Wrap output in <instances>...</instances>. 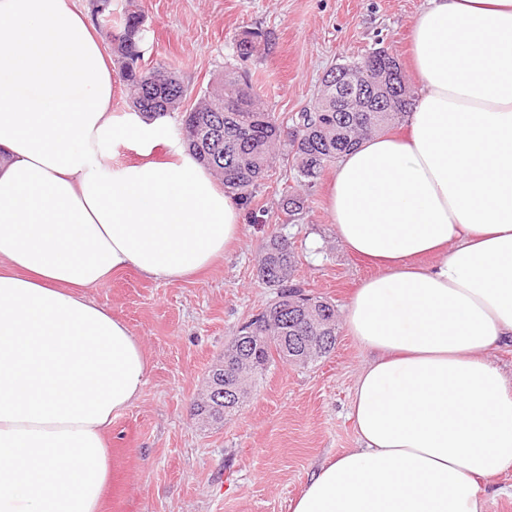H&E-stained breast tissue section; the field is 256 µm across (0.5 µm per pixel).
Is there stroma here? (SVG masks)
<instances>
[{
	"label": "stroma",
	"mask_w": 512,
	"mask_h": 512,
	"mask_svg": "<svg viewBox=\"0 0 512 512\" xmlns=\"http://www.w3.org/2000/svg\"><path fill=\"white\" fill-rule=\"evenodd\" d=\"M145 15L144 67L172 64L193 106L200 89L231 68L248 75L279 118L312 108L330 68L385 48L416 86L409 30L427 0H139ZM257 29L265 54L237 56L235 39ZM326 169L306 188L307 214L290 224L281 209L288 186L275 165L234 251L189 280L147 279L133 270L88 289L123 318L148 360L141 397L112 421L111 478L102 512H290L291 501L324 461L356 448L349 408L366 354L345 328L334 350L308 365L272 364L223 422L190 414L210 367L238 327L275 298L256 277L271 234L288 237L298 256L295 279L343 308L374 267L345 251L329 223Z\"/></svg>",
	"instance_id": "obj_1"
}]
</instances>
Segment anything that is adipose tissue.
Segmentation results:
<instances>
[{
	"instance_id": "obj_1",
	"label": "adipose tissue",
	"mask_w": 512,
	"mask_h": 512,
	"mask_svg": "<svg viewBox=\"0 0 512 512\" xmlns=\"http://www.w3.org/2000/svg\"><path fill=\"white\" fill-rule=\"evenodd\" d=\"M410 38L405 134L364 138L330 186L339 241L377 269L344 310L369 355L358 446L291 512H484L512 471V373L487 357L512 342V0H428ZM116 81L73 0H0V512H101L147 360L85 289L175 282L241 240L237 195L188 150L153 160L162 126L113 112Z\"/></svg>"
}]
</instances>
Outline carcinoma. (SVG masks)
I'll return each mask as SVG.
<instances>
[{"mask_svg":"<svg viewBox=\"0 0 512 512\" xmlns=\"http://www.w3.org/2000/svg\"><path fill=\"white\" fill-rule=\"evenodd\" d=\"M144 15L133 12L121 20L119 34L105 35L121 78L128 86L131 107L147 119L180 114L179 135L200 163L220 179L224 188L248 204L268 170L276 162L289 169L298 187H310L325 169L344 153L355 148L373 132H380L407 117L412 96L400 63L388 50L377 48L367 55L334 67L386 74L387 94L370 87L359 89L367 102L366 111L348 112L342 99L344 82L326 72L321 79L316 104L311 111L299 112L284 124L256 99L251 85L233 70L198 94V102L184 109L187 90L177 72L167 63L152 67L137 65L143 59L140 30ZM238 56L249 58L268 48V38L252 29L237 39ZM288 222L297 223L305 214V198L288 191L282 200ZM297 259L293 245L282 235H272L266 242L257 267L263 285L276 290L277 299L262 312L245 322L234 340L248 338L249 346L238 353L244 365V386L252 389L274 358L285 362L287 354L297 349L300 336H323L317 357L328 356L336 343V309L328 300L304 294L295 282ZM211 368L207 394L192 407V413L210 423L224 420V414L238 404L224 403V361Z\"/></svg>","mask_w":512,"mask_h":512,"instance_id":"1","label":"carcinoma"}]
</instances>
